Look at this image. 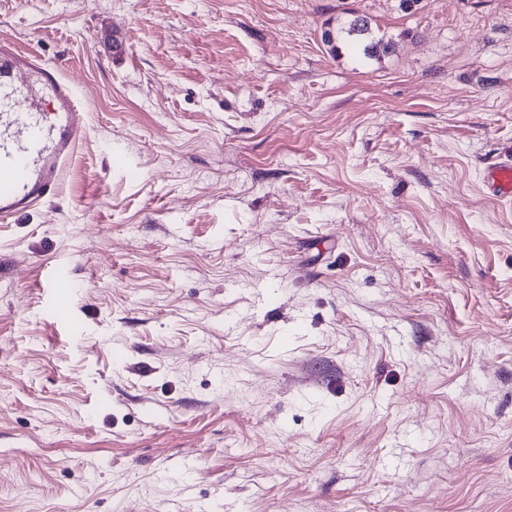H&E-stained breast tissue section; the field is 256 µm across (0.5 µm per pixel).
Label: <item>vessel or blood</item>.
Wrapping results in <instances>:
<instances>
[{
	"label": "vessel or blood",
	"mask_w": 512,
	"mask_h": 512,
	"mask_svg": "<svg viewBox=\"0 0 512 512\" xmlns=\"http://www.w3.org/2000/svg\"><path fill=\"white\" fill-rule=\"evenodd\" d=\"M88 119L63 64L0 41V222L53 198L87 138ZM488 194L512 201V157L489 163Z\"/></svg>",
	"instance_id": "b4317fda"
}]
</instances>
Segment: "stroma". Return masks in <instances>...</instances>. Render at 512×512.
Masks as SVG:
<instances>
[{"label": "stroma", "instance_id": "stroma-1", "mask_svg": "<svg viewBox=\"0 0 512 512\" xmlns=\"http://www.w3.org/2000/svg\"><path fill=\"white\" fill-rule=\"evenodd\" d=\"M357 16L393 51L331 52ZM3 38L89 134L0 223V512H512V0H0ZM482 181L490 196L511 203L512 157L489 163L482 173Z\"/></svg>", "mask_w": 512, "mask_h": 512}]
</instances>
